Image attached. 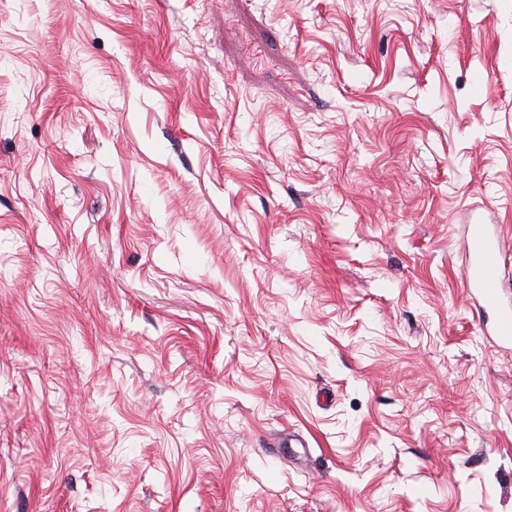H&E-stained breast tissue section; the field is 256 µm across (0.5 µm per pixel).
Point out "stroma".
<instances>
[{"instance_id": "stroma-1", "label": "stroma", "mask_w": 512, "mask_h": 512, "mask_svg": "<svg viewBox=\"0 0 512 512\" xmlns=\"http://www.w3.org/2000/svg\"><path fill=\"white\" fill-rule=\"evenodd\" d=\"M512 0H0V512H512ZM460 248L464 256V288L476 305L492 316L487 334L500 344H512V304L504 301L500 275L502 238L489 224L474 221L467 224Z\"/></svg>"}]
</instances>
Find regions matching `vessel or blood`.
Segmentation results:
<instances>
[{
	"mask_svg": "<svg viewBox=\"0 0 512 512\" xmlns=\"http://www.w3.org/2000/svg\"><path fill=\"white\" fill-rule=\"evenodd\" d=\"M464 256V286L476 305L490 314V336L501 344H512V304L503 298L501 263L504 245L489 224H468L460 241Z\"/></svg>",
	"mask_w": 512,
	"mask_h": 512,
	"instance_id": "obj_1",
	"label": "vessel or blood"
}]
</instances>
